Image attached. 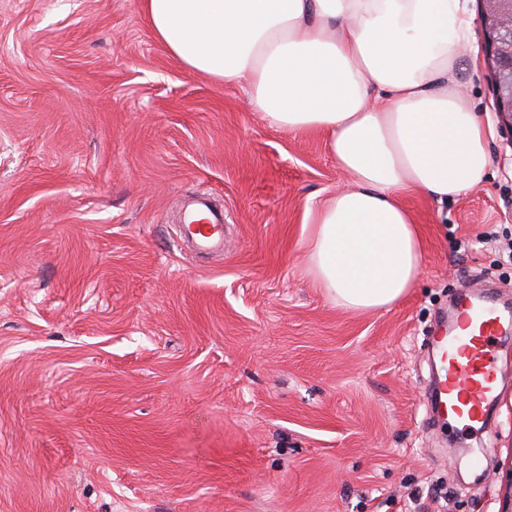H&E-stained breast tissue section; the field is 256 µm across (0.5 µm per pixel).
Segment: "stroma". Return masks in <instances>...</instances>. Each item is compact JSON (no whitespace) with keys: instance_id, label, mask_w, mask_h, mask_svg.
Returning <instances> with one entry per match:
<instances>
[{"instance_id":"obj_1","label":"stroma","mask_w":512,"mask_h":512,"mask_svg":"<svg viewBox=\"0 0 512 512\" xmlns=\"http://www.w3.org/2000/svg\"><path fill=\"white\" fill-rule=\"evenodd\" d=\"M462 80L495 115L485 36ZM487 182L406 206L424 266L390 308L312 284L306 208L344 176L317 131L188 72L138 0H0V512H504L512 336L476 432L427 399L463 287L512 311V137ZM224 207L186 255L182 199Z\"/></svg>"}]
</instances>
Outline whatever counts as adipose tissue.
Listing matches in <instances>:
<instances>
[{
	"instance_id": "1",
	"label": "adipose tissue",
	"mask_w": 512,
	"mask_h": 512,
	"mask_svg": "<svg viewBox=\"0 0 512 512\" xmlns=\"http://www.w3.org/2000/svg\"><path fill=\"white\" fill-rule=\"evenodd\" d=\"M189 72L246 84L270 126L314 129L346 176L307 207L305 263L341 308L378 310L416 286L424 245L403 203L485 182L493 130L462 88L468 0H139Z\"/></svg>"
}]
</instances>
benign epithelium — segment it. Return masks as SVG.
I'll list each match as a JSON object with an SVG mask.
<instances>
[{"mask_svg":"<svg viewBox=\"0 0 512 512\" xmlns=\"http://www.w3.org/2000/svg\"><path fill=\"white\" fill-rule=\"evenodd\" d=\"M481 26L487 40V69L492 80L500 127L512 137V0H482Z\"/></svg>","mask_w":512,"mask_h":512,"instance_id":"1","label":"benign epithelium"}]
</instances>
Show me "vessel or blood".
Wrapping results in <instances>:
<instances>
[{
    "label": "vessel or blood",
    "mask_w": 512,
    "mask_h": 512,
    "mask_svg": "<svg viewBox=\"0 0 512 512\" xmlns=\"http://www.w3.org/2000/svg\"><path fill=\"white\" fill-rule=\"evenodd\" d=\"M182 230L193 250L224 246V214L209 195H200L184 207ZM460 315L469 332L454 343L443 369L435 371L434 400L436 408L451 412L470 428L486 419V405L493 399L498 377L494 345L512 328L505 324L494 298L484 293L467 296Z\"/></svg>",
    "instance_id": "obj_1"
}]
</instances>
